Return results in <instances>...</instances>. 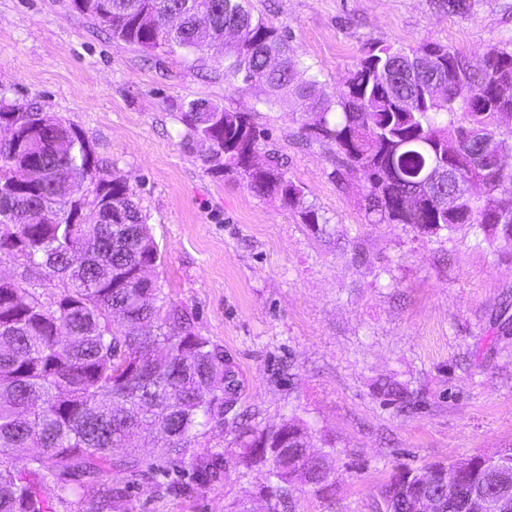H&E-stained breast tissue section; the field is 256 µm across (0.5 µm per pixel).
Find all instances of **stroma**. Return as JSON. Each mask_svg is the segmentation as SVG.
Returning <instances> with one entry per match:
<instances>
[{"label":"stroma","instance_id":"35a3bbf8","mask_svg":"<svg viewBox=\"0 0 512 512\" xmlns=\"http://www.w3.org/2000/svg\"><path fill=\"white\" fill-rule=\"evenodd\" d=\"M470 3L457 15L436 0H251L331 97L378 46L437 41L476 68L490 48L512 50V0ZM0 99L53 113L124 176L165 290L223 346L239 384V417L219 429L223 482L161 498L139 480L116 512H234L243 499L259 512L267 475L240 464L237 436L292 417L332 471L325 490L295 491L296 512H375L400 469L512 445V323L496 317L512 303V244L476 245L466 226L368 223L367 180L338 183L335 144L302 140L292 96L263 104L208 53L115 44L70 0H0ZM197 99L255 113L263 150L285 158L325 223L210 173L178 120ZM379 380L406 385L411 408L378 397Z\"/></svg>","mask_w":512,"mask_h":512}]
</instances>
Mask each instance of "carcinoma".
Here are the masks:
<instances>
[{
  "mask_svg": "<svg viewBox=\"0 0 512 512\" xmlns=\"http://www.w3.org/2000/svg\"><path fill=\"white\" fill-rule=\"evenodd\" d=\"M151 4L155 20L179 11L182 26L153 41L140 20ZM71 8L104 25L116 44L150 51L165 46L187 51L220 49L224 79L257 88L264 103L292 92L306 121L302 138L336 145L338 171L347 182L368 179L364 210L371 224H407L418 230L472 229L476 245L501 238L512 243V170L500 172L494 159L512 153V52L491 48L481 68L441 43L371 49L335 99L288 44L284 31L252 13L246 0H213L200 22L193 0H71ZM241 32L246 50L220 47L224 29ZM462 110L466 124L443 121ZM188 139L204 150L209 171L233 174L256 194L296 210L306 224L329 219L306 200L287 176L276 152L254 165L242 159L260 152L264 130L253 113L195 100L179 113ZM18 125L17 141L0 145V251L12 250L57 281L46 301L39 285L0 280V512H114L126 497L127 480L152 479L160 497L190 492L224 480V453L209 449L213 425L224 424L231 374L224 348L195 328L190 312L170 299L155 274L157 243L140 202L125 178L100 175L93 149L82 135L54 115L33 106L24 112L0 101V123ZM470 140L486 162L477 167L454 154L457 141ZM44 178L37 185L16 181L29 161ZM456 168L483 187L452 213L440 206L448 179L420 181L435 164ZM32 211L50 218L28 223ZM379 395L410 403L405 387L386 383ZM143 445L155 435L168 440L167 452L184 464L179 474L155 480L160 465L136 449L116 457L130 435ZM309 431L300 418L284 430L238 434L241 463L268 469L277 512H294L299 486L326 488L320 459L305 458ZM18 448H34L25 464ZM474 460L433 463L419 468H452L457 483L435 481L422 493L441 512H478L464 504L475 489L501 497L512 490V446ZM54 487L55 494L47 493ZM378 512H419L414 484L401 487L396 473L381 492Z\"/></svg>",
  "mask_w": 512,
  "mask_h": 512,
  "instance_id": "carcinoma-1",
  "label": "carcinoma"
}]
</instances>
